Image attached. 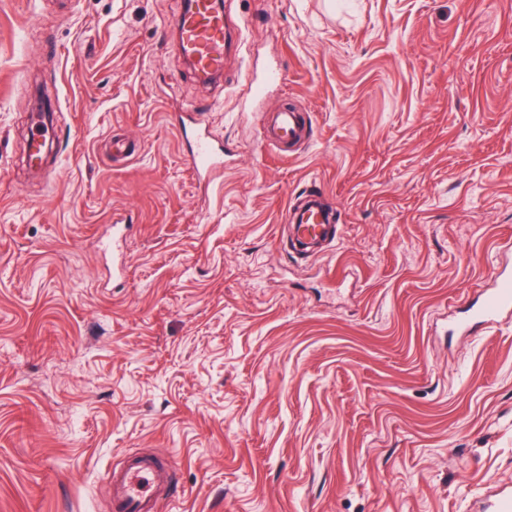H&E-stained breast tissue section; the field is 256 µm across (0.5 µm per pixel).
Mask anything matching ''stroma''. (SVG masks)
Returning <instances> with one entry per match:
<instances>
[{
    "label": "stroma",
    "instance_id": "35a3bbf8",
    "mask_svg": "<svg viewBox=\"0 0 512 512\" xmlns=\"http://www.w3.org/2000/svg\"><path fill=\"white\" fill-rule=\"evenodd\" d=\"M180 7L0 0V512H107L119 450L174 463L159 512H470L512 486V316L455 330L512 275V0H224L210 85ZM191 105L224 145L208 184ZM283 105L311 128L291 157L261 138ZM313 182L338 231L306 255L286 213ZM182 119L183 126L180 125L178 130L180 138L187 137L189 141L187 159L195 169L197 176L210 183L224 171V151L215 144L207 132L206 125L195 115L188 114L186 116V120L189 122L190 137L186 120Z\"/></svg>",
    "mask_w": 512,
    "mask_h": 512
}]
</instances>
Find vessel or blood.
<instances>
[{"mask_svg": "<svg viewBox=\"0 0 512 512\" xmlns=\"http://www.w3.org/2000/svg\"><path fill=\"white\" fill-rule=\"evenodd\" d=\"M183 51L201 80H209L224 70L225 18L214 10L211 0H185L173 21ZM264 141L274 150L301 141L306 130L300 112L278 107L264 122ZM180 136L188 137L187 158L204 181H212L224 170V152L210 137L206 125L188 115L180 126ZM289 232L294 244L304 251L317 249L335 240L332 216L320 203L319 190H310L301 207L292 213ZM512 311V277L500 275L473 312L471 324L496 322ZM173 466L166 457L146 453H125L108 471L109 512H157L156 492L171 483ZM475 512H512V488L490 491L475 503Z\"/></svg>", "mask_w": 512, "mask_h": 512, "instance_id": "b4317fda", "label": "vessel or blood"}]
</instances>
